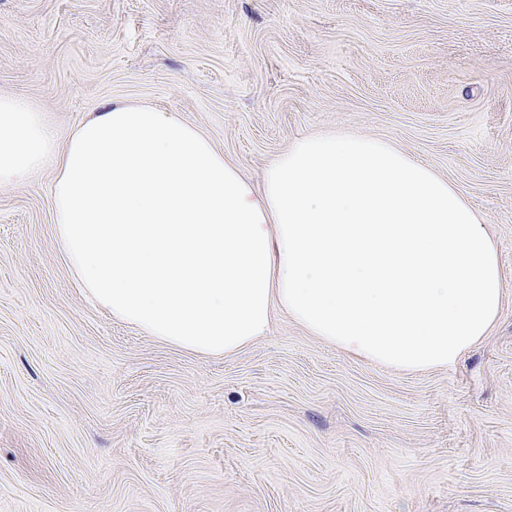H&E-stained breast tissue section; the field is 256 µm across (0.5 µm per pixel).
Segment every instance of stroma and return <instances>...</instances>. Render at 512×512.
<instances>
[{
    "mask_svg": "<svg viewBox=\"0 0 512 512\" xmlns=\"http://www.w3.org/2000/svg\"><path fill=\"white\" fill-rule=\"evenodd\" d=\"M0 95L61 142L96 103L177 113L255 184L302 136L383 139L504 269L446 368L356 360L283 312L209 357L76 287L53 165L0 186V512H512V0H0Z\"/></svg>",
    "mask_w": 512,
    "mask_h": 512,
    "instance_id": "1",
    "label": "stroma"
}]
</instances>
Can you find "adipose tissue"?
Masks as SVG:
<instances>
[{"instance_id":"1","label":"adipose tissue","mask_w":512,"mask_h":512,"mask_svg":"<svg viewBox=\"0 0 512 512\" xmlns=\"http://www.w3.org/2000/svg\"><path fill=\"white\" fill-rule=\"evenodd\" d=\"M54 162L55 232L78 288L113 318L205 356L282 310L389 367H448L496 321L503 273L476 209L387 141L304 137L260 184L172 112L96 105L65 142L0 96V185Z\"/></svg>"}]
</instances>
